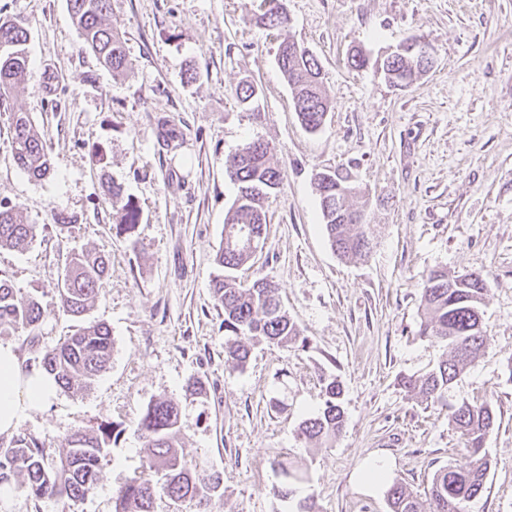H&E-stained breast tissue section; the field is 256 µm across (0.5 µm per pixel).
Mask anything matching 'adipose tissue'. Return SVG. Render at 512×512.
<instances>
[{
    "instance_id": "ef3b65f1",
    "label": "adipose tissue",
    "mask_w": 512,
    "mask_h": 512,
    "mask_svg": "<svg viewBox=\"0 0 512 512\" xmlns=\"http://www.w3.org/2000/svg\"><path fill=\"white\" fill-rule=\"evenodd\" d=\"M58 385L41 370L23 375L12 345L0 344V435L11 434L34 408L54 397Z\"/></svg>"
}]
</instances>
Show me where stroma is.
Returning a JSON list of instances; mask_svg holds the SVG:
<instances>
[{
    "mask_svg": "<svg viewBox=\"0 0 512 512\" xmlns=\"http://www.w3.org/2000/svg\"><path fill=\"white\" fill-rule=\"evenodd\" d=\"M286 31L257 25L256 0H111L129 69L102 67L83 49L66 0H0L24 23L30 68L9 106L31 116L52 169L37 180L16 166L0 115V204L38 225L25 251L0 249V277L19 297L42 298L35 329L0 337L23 363L70 334L53 299L71 252L96 249L110 266L86 318L106 324L113 349L91 391H58L31 410L19 432L60 456L70 434L111 421L124 431L87 498L24 493L0 512H114L115 491L146 473L136 424L159 399H179L189 377L207 394L187 405L178 450L219 473L213 512H390L385 489L357 474L391 461L387 482L417 493L434 473L464 461L448 404L489 401L485 488L462 512H512V0H281ZM321 65L334 109L320 130L302 127L277 64L283 36ZM427 46L432 68L408 88L372 66L405 41ZM359 46L369 67L347 62ZM258 89L256 109L235 97ZM183 139L167 150L169 136ZM276 148L280 188L265 203L267 239L237 275L266 277L308 346L256 345L245 369L224 361V312L212 295L215 256L234 197L226 167L248 140ZM344 168L352 203L376 236L365 257L340 260L320 223L316 172ZM121 182L138 205L134 232L102 187ZM70 221L57 225V214ZM478 272L490 283L482 309L489 337L480 357L433 404L404 386L445 359L419 337L420 292L429 271ZM343 387L345 425L328 446L297 437L321 404V379ZM302 474L293 496L274 495L271 463Z\"/></svg>",
    "mask_w": 512,
    "mask_h": 512,
    "instance_id": "1",
    "label": "stroma"
}]
</instances>
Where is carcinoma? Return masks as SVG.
Returning a JSON list of instances; mask_svg holds the SVG:
<instances>
[{"instance_id":"carcinoma-1","label":"carcinoma","mask_w":512,"mask_h":512,"mask_svg":"<svg viewBox=\"0 0 512 512\" xmlns=\"http://www.w3.org/2000/svg\"><path fill=\"white\" fill-rule=\"evenodd\" d=\"M68 11L86 48L98 62L112 72L130 66L125 42L107 23L110 0H67ZM256 23L269 29H282L288 23L279 0H262L261 13L253 15ZM26 27L13 20L0 21V100L24 90L28 71L25 44ZM285 37L280 42L277 64L293 90L295 112L304 128L318 131L333 109L332 100L321 77L316 58H297L288 54ZM431 68L414 55L398 53L385 58L382 71H397L399 87L409 86L417 75ZM13 158L17 167L34 179L46 177L51 158L41 134L26 112L9 113ZM273 148L261 140L242 144L232 157L227 172L236 187V196L224 220V235L216 254L220 274L213 280L217 306L224 310V335L233 342L224 348L225 362L235 368L247 365L254 346L261 342L283 348H304L306 338L283 309L279 288L265 278L241 287L234 271L246 264L253 252L248 229L267 230L264 201L277 190L281 171L272 162ZM350 176L339 170L315 173L319 193L321 224L331 249L342 260L368 254L373 238L360 224L336 222V215L353 209L350 198L355 186ZM112 205L121 213V221L132 229L140 223V210L122 184L108 181L104 185ZM37 225L26 224L14 207L0 206V248L24 250L34 240ZM109 266V257L101 252L81 251L71 254L58 275L54 297L60 308L73 317L77 329L37 359L38 366L54 376L68 392L88 391L106 370L112 354V337L103 323L83 320L98 299L97 283ZM488 289L482 275L467 273L450 276L448 272H430L421 289L422 317L418 335L442 342L448 358L428 373L405 381V387L425 400L447 402L448 388L465 367L481 353L487 337L480 321L481 305ZM42 302L37 295L18 298L12 284L0 277V335L30 328L39 323ZM323 404L317 413L299 424L297 435L307 442L325 445L336 438L344 426L343 388L334 377L322 379ZM450 420L460 433L466 451L465 462L438 470L425 498H420L398 483L387 489L391 512H461V504L479 496L484 490L489 459L485 442L495 427L491 405L462 403L448 405ZM182 420V405L172 399H159L148 405L137 423L146 442L148 468L164 472V489L174 501L196 504L199 512H210L212 502L222 496V478L217 473L193 467L177 450ZM112 422L102 421L97 428L77 430L67 440L64 456L50 458L37 438L19 433L7 446H0V484L22 477L17 489L34 499L65 496L73 501L84 499L99 479V463L107 454L112 435H120ZM284 477L274 493L286 498L293 493L299 475L279 463ZM155 486L151 479H134L118 489L115 512H154Z\"/></svg>"}]
</instances>
